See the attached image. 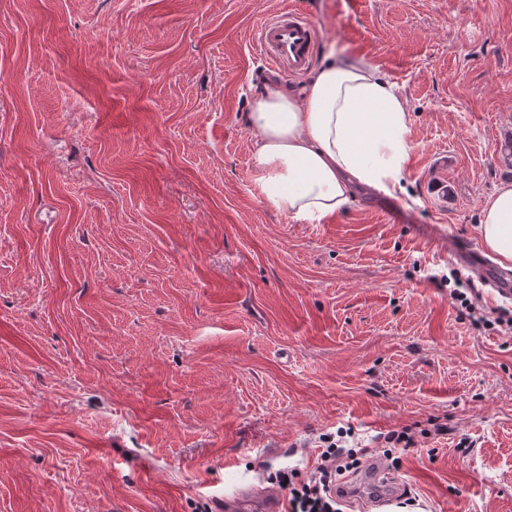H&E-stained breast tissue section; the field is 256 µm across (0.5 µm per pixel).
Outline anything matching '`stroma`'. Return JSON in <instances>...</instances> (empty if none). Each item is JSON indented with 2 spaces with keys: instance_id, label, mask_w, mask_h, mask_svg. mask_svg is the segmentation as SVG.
<instances>
[{
  "instance_id": "stroma-1",
  "label": "stroma",
  "mask_w": 512,
  "mask_h": 512,
  "mask_svg": "<svg viewBox=\"0 0 512 512\" xmlns=\"http://www.w3.org/2000/svg\"><path fill=\"white\" fill-rule=\"evenodd\" d=\"M295 4L410 114L401 189L313 222L245 123ZM511 140L512 0H0V512H211L335 439L390 512H512V298L462 319L448 249ZM368 459L372 467L359 475L354 485L358 483L362 487L372 490V502L375 507H387L392 504L391 494H388L389 490L387 489L389 483L388 473L378 460H375L372 456Z\"/></svg>"
}]
</instances>
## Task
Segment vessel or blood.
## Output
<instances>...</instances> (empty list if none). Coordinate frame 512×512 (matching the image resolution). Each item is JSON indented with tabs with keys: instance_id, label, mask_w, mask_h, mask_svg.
I'll use <instances>...</instances> for the list:
<instances>
[{
	"instance_id": "b4317fda",
	"label": "vessel or blood",
	"mask_w": 512,
	"mask_h": 512,
	"mask_svg": "<svg viewBox=\"0 0 512 512\" xmlns=\"http://www.w3.org/2000/svg\"><path fill=\"white\" fill-rule=\"evenodd\" d=\"M255 42L260 55L276 70L297 74L306 70L314 58L316 27L301 9L291 8L265 19L256 30ZM457 255L492 292L504 296L512 294V278L497 272L481 252L465 247L458 249ZM357 482L371 490L375 507L391 505L389 477L380 462H373L368 471L358 476ZM214 512H281V496L273 490L244 489L235 495L217 498Z\"/></svg>"
}]
</instances>
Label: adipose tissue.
Returning a JSON list of instances; mask_svg holds the SVG:
<instances>
[{"label":"adipose tissue","instance_id":"ef3b65f1","mask_svg":"<svg viewBox=\"0 0 512 512\" xmlns=\"http://www.w3.org/2000/svg\"><path fill=\"white\" fill-rule=\"evenodd\" d=\"M261 194L299 220L344 210L359 189L390 192L402 178L409 114L376 68L329 54L301 87L264 83L245 116ZM478 231L512 263V182L481 207Z\"/></svg>","mask_w":512,"mask_h":512}]
</instances>
